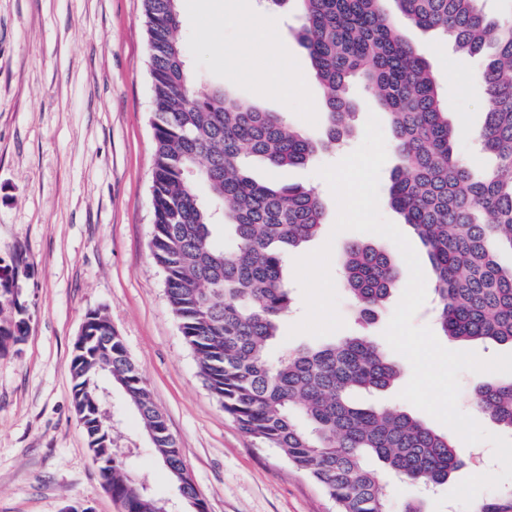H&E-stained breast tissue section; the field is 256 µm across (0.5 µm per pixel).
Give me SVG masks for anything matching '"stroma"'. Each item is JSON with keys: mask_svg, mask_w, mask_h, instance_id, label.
Masks as SVG:
<instances>
[{"mask_svg": "<svg viewBox=\"0 0 512 512\" xmlns=\"http://www.w3.org/2000/svg\"><path fill=\"white\" fill-rule=\"evenodd\" d=\"M181 17L196 76L284 113L309 136L324 132L323 93L299 40L296 10L274 12L280 51L273 56L255 41L243 0H181ZM396 25L428 62L449 119L460 125L458 151L473 158V136L490 106L480 78L486 56H457L439 34L401 18ZM270 73L291 84V92L271 93ZM353 97L357 131L343 149L279 175L282 183L315 187L322 199V230L302 251L331 244L345 336L358 326L340 260L344 245L364 236L334 233L337 203L316 171L361 145L378 105L358 88ZM153 111L143 0H0V261L15 266L27 310L23 340L0 354V512H122L100 485L72 406L69 361L93 311L110 319L146 379L207 512H335L314 480L239 429L198 373L150 253ZM395 162L388 152L379 211L417 253L427 295L413 323L430 327L431 265L413 229L388 204ZM393 359L401 383L361 395V402L395 406L447 433L401 398L412 366L401 354ZM111 401L116 445L134 477L155 495L178 500L176 483L120 387H113Z\"/></svg>", "mask_w": 512, "mask_h": 512, "instance_id": "stroma-1", "label": "stroma"}]
</instances>
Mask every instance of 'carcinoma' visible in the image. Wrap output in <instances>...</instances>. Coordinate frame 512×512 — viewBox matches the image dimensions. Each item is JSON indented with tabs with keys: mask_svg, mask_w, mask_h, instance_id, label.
I'll return each instance as SVG.
<instances>
[{
	"mask_svg": "<svg viewBox=\"0 0 512 512\" xmlns=\"http://www.w3.org/2000/svg\"><path fill=\"white\" fill-rule=\"evenodd\" d=\"M295 2L300 39L320 87L327 133L315 140L278 112L242 103L221 85L196 78L181 39L180 0H144L154 98L153 262L192 351L200 376L240 430L312 478L336 512H392L378 460L396 478L429 488L464 466L455 444L405 411L359 406L354 393L390 388L399 366L366 336L269 357L279 322L292 306L284 278L288 252L313 238L325 210L308 187L279 186L249 176L246 162L272 171L306 165L354 133L351 86L360 84L389 117L399 164L388 187L391 207L426 249L435 276L436 320L444 336L512 345V268L496 247L512 249V15L490 16L483 0H392L410 24L453 36L462 57L493 49L482 72L492 108L477 135L497 166L477 175L455 151L436 79L399 33L387 0H265L272 10ZM231 228L232 246L212 227ZM347 291L363 318L399 287L393 255L354 240L343 250ZM69 370L72 405L89 439L103 488L124 512H161L163 499L134 478L113 448L112 419L101 378L119 385L152 447L187 503L198 501L175 436L154 405L106 315L86 317ZM21 312L0 323V352L19 341ZM477 414L512 432V376L476 385ZM479 512H512V495L485 501Z\"/></svg>",
	"mask_w": 512,
	"mask_h": 512,
	"instance_id": "carcinoma-1",
	"label": "carcinoma"
}]
</instances>
